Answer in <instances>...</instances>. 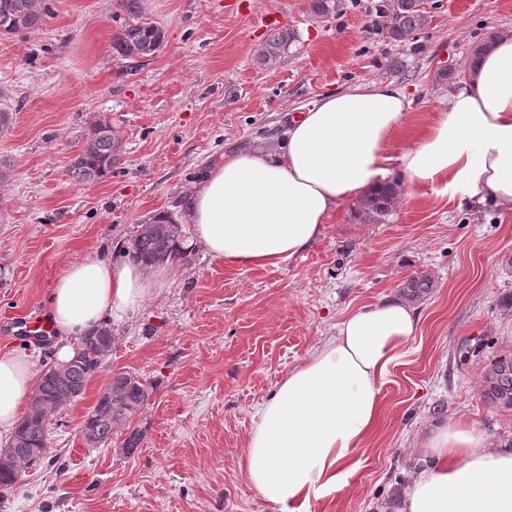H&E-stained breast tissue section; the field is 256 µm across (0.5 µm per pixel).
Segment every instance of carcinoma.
I'll list each match as a JSON object with an SVG mask.
<instances>
[{
    "label": "carcinoma",
    "instance_id": "1",
    "mask_svg": "<svg viewBox=\"0 0 512 512\" xmlns=\"http://www.w3.org/2000/svg\"><path fill=\"white\" fill-rule=\"evenodd\" d=\"M118 32L112 40L113 51L122 58H144L159 52L165 35L146 14L143 0H117ZM380 14L385 18L388 38L397 43H407L428 21L427 12L417 0H389ZM51 16L47 0H0V34L36 32L42 29ZM295 40L288 30L271 32L258 56L264 67L275 65ZM123 158L122 143L107 120L91 124L85 144L75 158L69 175L78 183H96L112 174V169ZM397 195L393 185H385L367 194L361 209L367 219L380 224L392 210ZM179 227L168 217H158L149 223V229L136 235L132 250L145 263H159L181 256L178 244ZM432 281L426 275L410 278L403 294L418 300L429 293ZM102 359L86 357L72 364L65 378L50 373L42 375L35 393L43 402V412L38 418L26 417L16 430L23 441L16 447V465L33 467L46 458L49 436V413L75 396L86 387L91 375L99 368ZM154 386L142 381L138 375L123 371L112 380V401H100L87 416L82 433L91 445H102L112 436V429L127 423L134 414L148 404ZM483 397L492 406L512 409V358L506 357L494 363L485 377Z\"/></svg>",
    "mask_w": 512,
    "mask_h": 512
}]
</instances>
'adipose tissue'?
<instances>
[{"mask_svg": "<svg viewBox=\"0 0 512 512\" xmlns=\"http://www.w3.org/2000/svg\"><path fill=\"white\" fill-rule=\"evenodd\" d=\"M411 101L391 81L358 84L305 106L278 151L219 156L190 190L184 219L197 246L244 267L276 268L322 233L337 207L403 172L413 188L512 214V31L502 32L448 92L432 124L401 149ZM171 271L134 258L69 263L48 295L63 336L135 313ZM418 318L400 300L360 307L278 383L258 410L242 467L272 512H312L346 484L375 431L380 386L409 354ZM25 353L0 350V441L39 379ZM400 512H512V448L452 417L425 441Z\"/></svg>", "mask_w": 512, "mask_h": 512, "instance_id": "adipose-tissue-1", "label": "adipose tissue"}]
</instances>
